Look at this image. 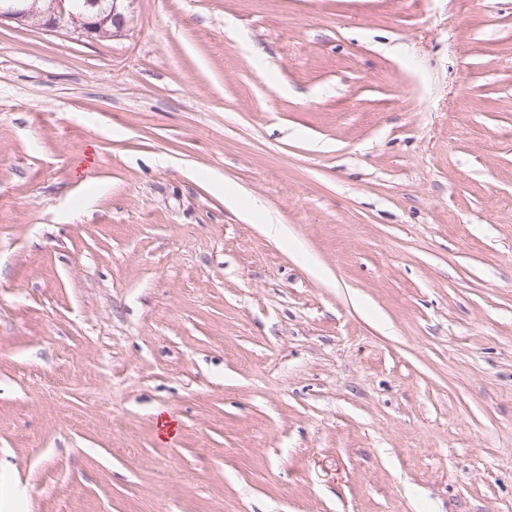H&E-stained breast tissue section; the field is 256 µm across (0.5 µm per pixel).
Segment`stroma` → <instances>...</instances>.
<instances>
[{
    "label": "stroma",
    "instance_id": "1",
    "mask_svg": "<svg viewBox=\"0 0 512 512\" xmlns=\"http://www.w3.org/2000/svg\"><path fill=\"white\" fill-rule=\"evenodd\" d=\"M128 18L0 23V512H512V0Z\"/></svg>",
    "mask_w": 512,
    "mask_h": 512
}]
</instances>
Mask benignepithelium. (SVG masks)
Masks as SVG:
<instances>
[{
	"mask_svg": "<svg viewBox=\"0 0 512 512\" xmlns=\"http://www.w3.org/2000/svg\"><path fill=\"white\" fill-rule=\"evenodd\" d=\"M25 0H10L0 5V22L8 20L20 25L37 18L40 26L47 30H72L81 32L87 36H103L110 33L107 24H112L116 31L123 30L126 24V16L123 13L126 0H113L112 13L106 17L88 15L76 18L70 15L67 0H48V6L42 11L33 7H24Z\"/></svg>",
	"mask_w": 512,
	"mask_h": 512,
	"instance_id": "1",
	"label": "benign epithelium"
}]
</instances>
